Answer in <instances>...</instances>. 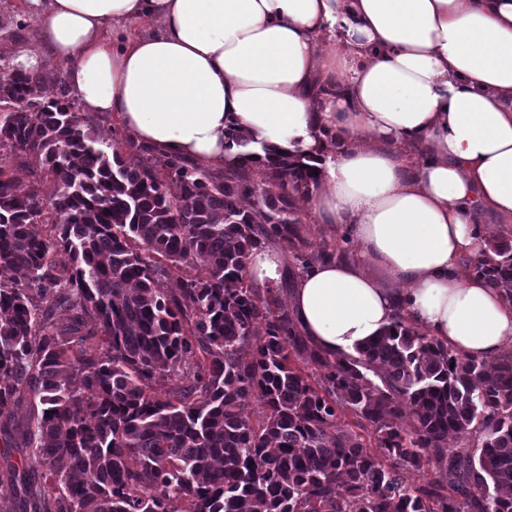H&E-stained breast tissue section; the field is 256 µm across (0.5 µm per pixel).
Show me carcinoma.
Returning <instances> with one entry per match:
<instances>
[{"label":"carcinoma","mask_w":512,"mask_h":512,"mask_svg":"<svg viewBox=\"0 0 512 512\" xmlns=\"http://www.w3.org/2000/svg\"><path fill=\"white\" fill-rule=\"evenodd\" d=\"M1 105L33 176L0 161V442L20 458L0 491L19 512H512V354L489 369L398 320L331 359L283 304L336 257L302 234L299 156L258 173L251 152L214 171L122 152L22 69ZM268 244L293 268L262 288L248 262ZM492 249L474 275L512 305V240ZM24 401L41 409L17 428Z\"/></svg>","instance_id":"1"}]
</instances>
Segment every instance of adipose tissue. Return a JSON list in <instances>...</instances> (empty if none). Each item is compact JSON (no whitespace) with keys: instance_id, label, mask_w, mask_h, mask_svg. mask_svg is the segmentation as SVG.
Listing matches in <instances>:
<instances>
[{"instance_id":"1","label":"adipose tissue","mask_w":512,"mask_h":512,"mask_svg":"<svg viewBox=\"0 0 512 512\" xmlns=\"http://www.w3.org/2000/svg\"><path fill=\"white\" fill-rule=\"evenodd\" d=\"M26 3L37 46L16 65L64 64L81 111L134 142L221 169L233 126L255 168L274 146L321 169L308 208L357 249L290 295L321 353L355 354L400 313L464 356L512 349V307L461 275L512 232V0Z\"/></svg>"}]
</instances>
